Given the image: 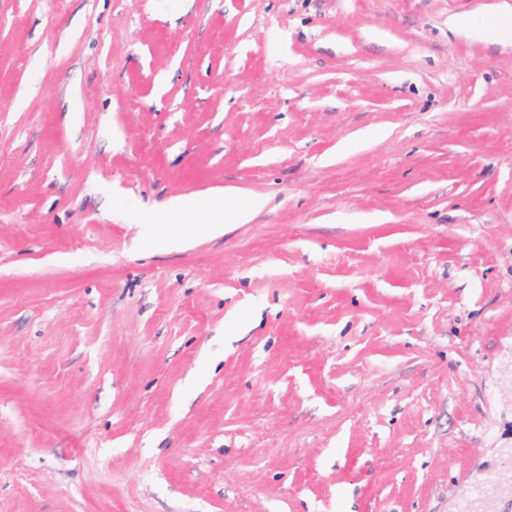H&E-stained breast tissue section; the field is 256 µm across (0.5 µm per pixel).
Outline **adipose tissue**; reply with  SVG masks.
<instances>
[{
  "mask_svg": "<svg viewBox=\"0 0 512 512\" xmlns=\"http://www.w3.org/2000/svg\"><path fill=\"white\" fill-rule=\"evenodd\" d=\"M253 206L218 205L208 198H175L166 207V221L154 228L169 248H181L189 238L199 235L217 236L226 225L250 220Z\"/></svg>",
  "mask_w": 512,
  "mask_h": 512,
  "instance_id": "adipose-tissue-1",
  "label": "adipose tissue"
}]
</instances>
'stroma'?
<instances>
[{"label":"stroma","mask_w":512,"mask_h":512,"mask_svg":"<svg viewBox=\"0 0 512 512\" xmlns=\"http://www.w3.org/2000/svg\"><path fill=\"white\" fill-rule=\"evenodd\" d=\"M0 512H512V0H0ZM259 205L258 200L249 206H221L208 198H174L165 206V224H155L153 231L169 248L179 249L193 236H217L226 224L249 221Z\"/></svg>","instance_id":"35a3bbf8"}]
</instances>
